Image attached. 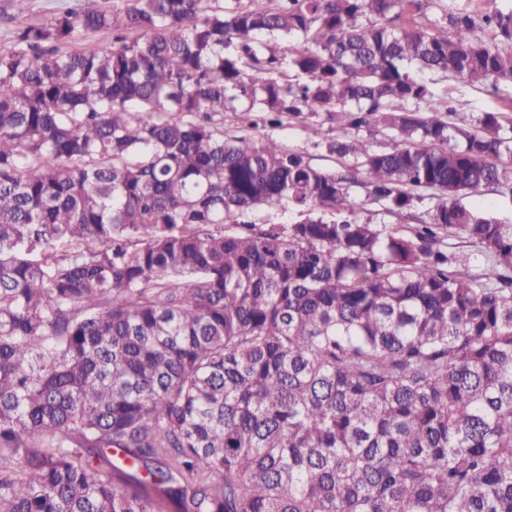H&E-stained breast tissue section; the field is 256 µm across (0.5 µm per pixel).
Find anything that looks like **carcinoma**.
<instances>
[{"label": "carcinoma", "instance_id": "1", "mask_svg": "<svg viewBox=\"0 0 512 512\" xmlns=\"http://www.w3.org/2000/svg\"><path fill=\"white\" fill-rule=\"evenodd\" d=\"M448 79L512 105V7L82 0L17 27L0 512H512V224L462 202L512 197V117ZM320 117L344 173L274 135ZM359 183L413 223L361 220ZM446 87L448 91V98L452 97L460 100H472L476 102L477 106L485 109L501 107V102L490 96L481 86L461 88L459 83L451 81L448 82L447 86L446 84H441L440 90H446Z\"/></svg>", "mask_w": 512, "mask_h": 512}]
</instances>
